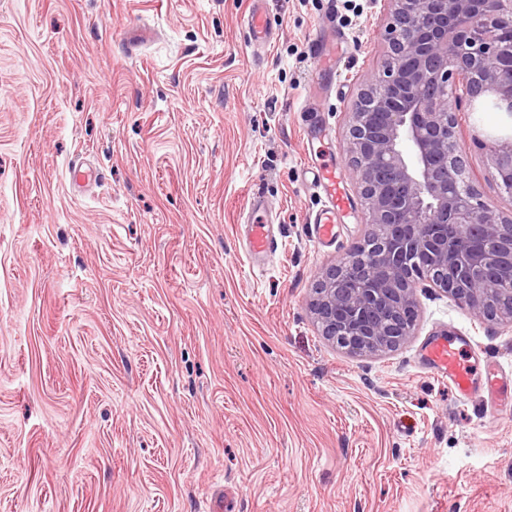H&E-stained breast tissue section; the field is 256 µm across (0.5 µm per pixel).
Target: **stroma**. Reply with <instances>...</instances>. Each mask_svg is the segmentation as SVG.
<instances>
[{
    "label": "stroma",
    "instance_id": "obj_1",
    "mask_svg": "<svg viewBox=\"0 0 512 512\" xmlns=\"http://www.w3.org/2000/svg\"><path fill=\"white\" fill-rule=\"evenodd\" d=\"M0 0V512H512V411L435 378L437 336L512 379V326L418 289L415 333L352 356L310 313L321 270L369 230L345 128L382 63V0ZM336 28L333 71L310 41ZM146 28L130 46L127 30ZM466 169L512 116L456 112ZM328 136L351 205L335 241L306 182ZM95 174L81 192L74 165ZM271 206L276 253L239 218ZM245 23L254 46L267 49L276 41L278 27L265 8V0H252ZM247 207L242 222L246 224L248 254L253 260H262L275 249L269 224L265 218L268 212L267 203L263 196L252 193L248 196Z\"/></svg>",
    "mask_w": 512,
    "mask_h": 512
}]
</instances>
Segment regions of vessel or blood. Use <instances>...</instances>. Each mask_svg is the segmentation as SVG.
<instances>
[{"instance_id": "obj_1", "label": "vessel or blood", "mask_w": 512, "mask_h": 512, "mask_svg": "<svg viewBox=\"0 0 512 512\" xmlns=\"http://www.w3.org/2000/svg\"><path fill=\"white\" fill-rule=\"evenodd\" d=\"M246 26L251 42L259 48H269L278 37V27L265 8V0H252ZM338 48L336 37L331 33L320 37L311 45L313 56L324 68L334 64ZM302 170L310 177L312 184L322 189L327 199L326 205L316 213L314 222L323 236L334 235L338 218L349 205L343 187V173L332 159L311 146L305 150ZM267 212L268 207L263 196L256 193L249 195L242 222L246 226L248 253L254 260L265 259L274 250L273 237L266 220ZM424 360L434 375L447 379L463 395L480 396L483 395L485 387L490 386L501 400H512V384L498 381L495 365L487 367L485 386H477L459 346L447 338L438 337L430 341L425 348Z\"/></svg>"}]
</instances>
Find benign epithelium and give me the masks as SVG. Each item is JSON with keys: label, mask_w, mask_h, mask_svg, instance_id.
I'll return each mask as SVG.
<instances>
[{"label": "benign epithelium", "mask_w": 512, "mask_h": 512, "mask_svg": "<svg viewBox=\"0 0 512 512\" xmlns=\"http://www.w3.org/2000/svg\"><path fill=\"white\" fill-rule=\"evenodd\" d=\"M387 59L367 75L347 127L349 165L379 232L322 270L310 310L354 355L414 333L420 281L487 322L512 325V213L469 180L456 85L512 115V0H383ZM488 176L512 196V137L486 146Z\"/></svg>", "instance_id": "obj_1"}]
</instances>
